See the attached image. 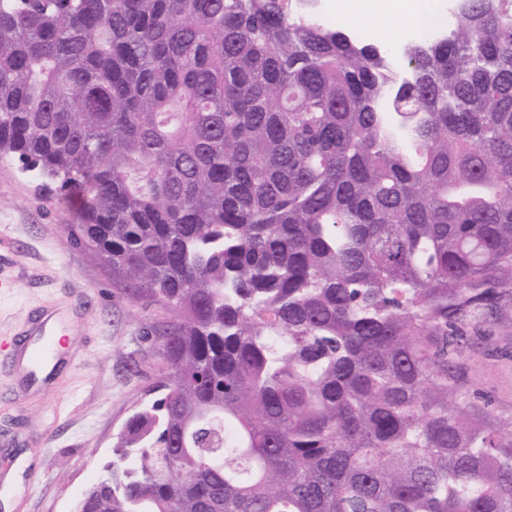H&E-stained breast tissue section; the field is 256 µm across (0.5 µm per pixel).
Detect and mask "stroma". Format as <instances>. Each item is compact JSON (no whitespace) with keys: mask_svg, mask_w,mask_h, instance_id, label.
<instances>
[{"mask_svg":"<svg viewBox=\"0 0 512 512\" xmlns=\"http://www.w3.org/2000/svg\"><path fill=\"white\" fill-rule=\"evenodd\" d=\"M78 221L71 203L0 158V464L27 461L10 484L0 467V499L11 501L0 512H73L160 378L152 331L172 312L118 287L111 268L69 236ZM49 311L71 340L36 387L19 370L16 345ZM466 331L476 342L459 361L463 393L512 418V301Z\"/></svg>","mask_w":512,"mask_h":512,"instance_id":"35a3bbf8","label":"stroma"}]
</instances>
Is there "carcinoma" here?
Returning <instances> with one entry per match:
<instances>
[{"label":"carcinoma","mask_w":512,"mask_h":512,"mask_svg":"<svg viewBox=\"0 0 512 512\" xmlns=\"http://www.w3.org/2000/svg\"><path fill=\"white\" fill-rule=\"evenodd\" d=\"M399 55L299 0H0V154L177 315L76 512H512L457 371L512 283V0Z\"/></svg>","instance_id":"obj_1"}]
</instances>
